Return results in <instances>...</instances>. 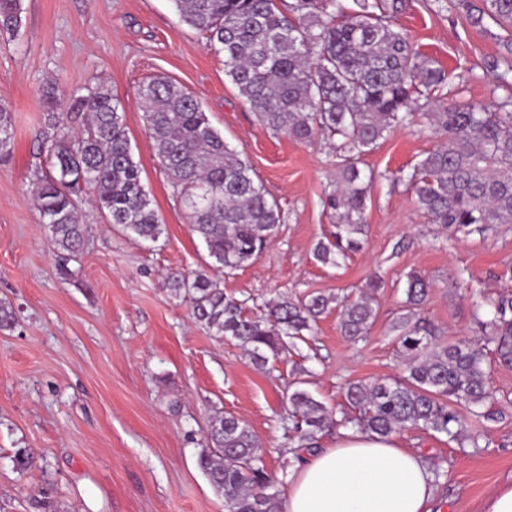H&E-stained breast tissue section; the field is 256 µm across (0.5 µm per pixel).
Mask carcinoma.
Here are the masks:
<instances>
[{
  "instance_id": "obj_1",
  "label": "carcinoma",
  "mask_w": 512,
  "mask_h": 512,
  "mask_svg": "<svg viewBox=\"0 0 512 512\" xmlns=\"http://www.w3.org/2000/svg\"><path fill=\"white\" fill-rule=\"evenodd\" d=\"M181 23L203 35L224 54V74L259 123L272 133L308 144L316 135L336 138L333 188L322 204L336 217L333 240L320 241L316 261L338 267L361 249L372 177L357 159L370 153L395 126L420 125L441 139L395 180L408 184L413 201L433 224L485 234L512 225V39L488 64L505 99L454 104L443 94L444 72L393 24L402 0H172ZM472 26L487 21L512 26V0H460ZM21 0H0V34L13 36L22 24ZM143 124L158 164L180 199L188 223L203 241L209 266L232 272L255 261L278 224L280 208L257 179L250 162L231 149L200 102L168 78L138 88ZM431 108L417 112L419 102ZM46 131L40 148L50 168L34 175V199L54 248L68 256L84 247L87 226L80 220L81 193L108 223L144 241H156L162 224L134 160L125 107L103 82L71 97L68 111L56 112L54 86L44 90ZM14 129L9 104L0 101V158L12 152ZM165 285L188 299L193 319L210 335L237 341L250 362L263 369L305 341L334 302L322 294L291 302L282 297L249 315L243 303L224 294L221 281L202 271L170 273ZM377 278L370 293L338 302L339 329L351 341L364 338L376 309ZM429 280L411 271L406 281V316L395 327L401 373L345 389L355 415L333 418L306 388L288 394L289 430L299 447L318 449L336 426L387 437L406 429L455 438L465 420L456 405L474 407L468 439L480 447L484 423L498 416L489 399L485 349L512 367V294L479 296L473 315L478 341L437 342L438 329L417 313ZM32 448L13 456L17 472L34 466ZM197 463L224 498L225 512H282L256 434L231 414L211 418Z\"/></svg>"
}]
</instances>
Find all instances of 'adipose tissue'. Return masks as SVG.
<instances>
[{"label":"adipose tissue","instance_id":"ef3b65f1","mask_svg":"<svg viewBox=\"0 0 512 512\" xmlns=\"http://www.w3.org/2000/svg\"><path fill=\"white\" fill-rule=\"evenodd\" d=\"M434 493L422 455L354 434L292 468L283 512H429Z\"/></svg>","mask_w":512,"mask_h":512}]
</instances>
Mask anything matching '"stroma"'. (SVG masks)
I'll list each match as a JSON object with an SVG mask.
<instances>
[{
  "instance_id": "stroma-1",
  "label": "stroma",
  "mask_w": 512,
  "mask_h": 512,
  "mask_svg": "<svg viewBox=\"0 0 512 512\" xmlns=\"http://www.w3.org/2000/svg\"><path fill=\"white\" fill-rule=\"evenodd\" d=\"M22 9L17 36L0 38V100L14 124L13 154L0 160V303L14 316L0 327V512H225L197 464L217 411L250 427L286 488L289 383L305 379L338 414L346 384L395 376L392 326L404 311L408 272L430 280L421 313L448 343L474 335L459 273L472 274L471 287L485 293L512 291V231L480 236L429 223L406 185L391 179L437 138L397 127L362 158L361 169L375 175L363 247L342 267L325 266L313 250L335 223L322 205L336 172L335 141L304 145L261 126L225 76L223 55L180 23L172 0H22ZM394 23L445 70L449 99L489 100L487 63L512 31L491 22L472 27L457 0H404ZM157 77L198 96L281 209L259 257L221 274L225 293L257 313L279 296L354 298L378 275L384 286L365 340L341 335L333 306L299 353L260 370L237 342L210 336L188 301L163 287L168 272L202 269L206 252L144 130L137 90ZM98 82L124 103L134 157L164 233L154 243L140 240L85 203L86 244L69 258L53 249L31 192L34 173L47 165L38 147L41 99L55 85L63 113L71 95ZM486 369L499 411L486 425V446L463 448L417 429L394 437L444 470L432 512H483L492 491L512 482V367L490 359ZM20 448L38 455L23 476L12 464Z\"/></svg>"
}]
</instances>
